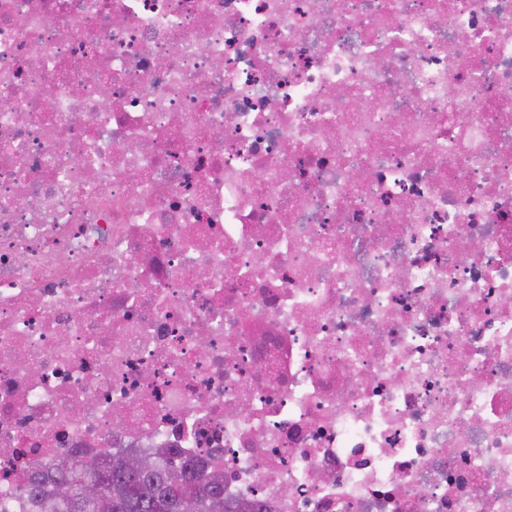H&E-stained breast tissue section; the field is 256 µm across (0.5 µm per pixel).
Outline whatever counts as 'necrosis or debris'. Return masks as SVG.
Instances as JSON below:
<instances>
[{"label":"necrosis or debris","instance_id":"obj_1","mask_svg":"<svg viewBox=\"0 0 512 512\" xmlns=\"http://www.w3.org/2000/svg\"><path fill=\"white\" fill-rule=\"evenodd\" d=\"M126 450L512 512V0H0V502Z\"/></svg>","mask_w":512,"mask_h":512}]
</instances>
